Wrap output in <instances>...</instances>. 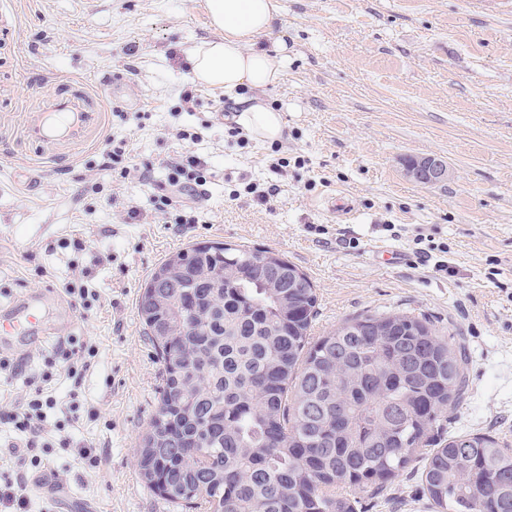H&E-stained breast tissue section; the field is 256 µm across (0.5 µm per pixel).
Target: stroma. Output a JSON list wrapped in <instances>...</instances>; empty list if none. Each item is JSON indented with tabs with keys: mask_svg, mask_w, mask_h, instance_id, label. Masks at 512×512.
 Wrapping results in <instances>:
<instances>
[{
	"mask_svg": "<svg viewBox=\"0 0 512 512\" xmlns=\"http://www.w3.org/2000/svg\"><path fill=\"white\" fill-rule=\"evenodd\" d=\"M281 2L271 39L287 45L284 80L265 93L284 121L274 143L228 136L223 90L199 86L193 111H178L188 54L211 35L202 0H0V301L90 285L63 337L98 348L76 384L56 341L28 342L0 407L26 398L27 375L52 370L78 421L49 411L38 454L46 475L94 512H180L138 475L161 365L137 303L153 268L197 241L271 249L305 272L318 298L313 337L384 312L459 337L469 395L449 432L512 437V0ZM62 79L100 95V127L57 148L29 141L28 122ZM183 128L201 141L180 139ZM108 137L129 145L126 178L102 166ZM190 150L214 171L200 221L162 223L148 213L142 166L159 179ZM277 155L305 165L272 170ZM427 155L447 163L446 180L406 176V160ZM250 181L272 189L268 201L245 192ZM339 194L352 205L345 219L331 209ZM419 233L447 252L417 260ZM74 234L84 250L63 247ZM392 250L402 263L382 259ZM443 258L451 276L432 269ZM83 445L93 461L79 459ZM362 509L431 512L419 469Z\"/></svg>",
	"mask_w": 512,
	"mask_h": 512,
	"instance_id": "35a3bbf8",
	"label": "stroma"
}]
</instances>
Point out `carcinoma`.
Masks as SVG:
<instances>
[{
	"instance_id": "cac0c4a2",
	"label": "carcinoma",
	"mask_w": 512,
	"mask_h": 512,
	"mask_svg": "<svg viewBox=\"0 0 512 512\" xmlns=\"http://www.w3.org/2000/svg\"><path fill=\"white\" fill-rule=\"evenodd\" d=\"M164 295L158 309L155 294ZM316 288L271 250L195 243L148 276L137 312L161 363L139 475L183 512H358L423 463L434 512H512V448L447 434L467 356L411 313L315 340Z\"/></svg>"
}]
</instances>
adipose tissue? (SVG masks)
<instances>
[{"mask_svg": "<svg viewBox=\"0 0 512 512\" xmlns=\"http://www.w3.org/2000/svg\"><path fill=\"white\" fill-rule=\"evenodd\" d=\"M214 31L194 48L188 58L192 81L223 89L238 112V123L266 140L283 135L280 112L260 101L258 91L280 84L283 70L277 60L285 45L266 47L282 5L280 0H204ZM253 96H246V89Z\"/></svg>", "mask_w": 512, "mask_h": 512, "instance_id": "1", "label": "adipose tissue"}]
</instances>
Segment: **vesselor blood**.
Segmentation results:
<instances>
[{
    "label": "vessel or blood",
    "instance_id": "b4317fda",
    "mask_svg": "<svg viewBox=\"0 0 512 512\" xmlns=\"http://www.w3.org/2000/svg\"><path fill=\"white\" fill-rule=\"evenodd\" d=\"M101 122L100 100L81 82L58 81L54 91L39 108V116L27 126L28 135L46 143L98 129ZM55 290L34 291L21 298L0 303V349L16 341L51 334L53 327L44 317L46 308L57 305Z\"/></svg>",
    "mask_w": 512,
    "mask_h": 512
}]
</instances>
